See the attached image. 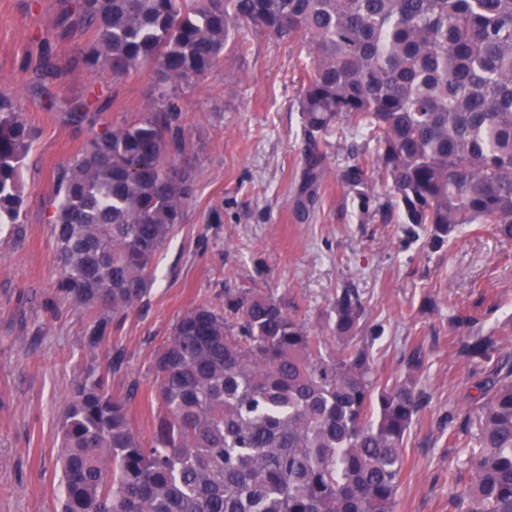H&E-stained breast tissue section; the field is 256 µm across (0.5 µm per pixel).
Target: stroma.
<instances>
[{
  "label": "stroma",
  "instance_id": "stroma-1",
  "mask_svg": "<svg viewBox=\"0 0 512 512\" xmlns=\"http://www.w3.org/2000/svg\"><path fill=\"white\" fill-rule=\"evenodd\" d=\"M61 0H0V94L20 106L35 133L20 180L19 224L0 229V512H56L63 487L57 463L60 419L75 377L109 372L113 394L130 396L142 438L158 411L153 362L172 325L201 305L258 288L280 299L317 336H326L342 289H357L367 326L381 330L372 352L380 382L411 381L422 406L404 440L396 512H448L480 448L476 386L512 363V238L463 227L443 247L407 233L371 152L360 151L371 179L353 186L342 173L346 149L325 148L315 201H297L309 152L299 100L301 47L261 33L232 36L222 61L198 82L176 87L197 171L184 217L153 260L147 295L126 312L77 308L58 299L50 219L55 177L90 137L70 101L95 89L110 97L99 116L111 127L133 122L155 96L154 74L128 77L86 68L92 41L76 30L53 36ZM50 38L60 79L37 78ZM472 316L462 330L451 314ZM107 337L88 338L99 321ZM499 336L488 359L472 362L473 337ZM117 370H109L113 356Z\"/></svg>",
  "mask_w": 512,
  "mask_h": 512
}]
</instances>
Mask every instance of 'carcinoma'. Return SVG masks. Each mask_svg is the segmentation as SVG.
Listing matches in <instances>:
<instances>
[{"instance_id": "cac0c4a2", "label": "carcinoma", "mask_w": 512, "mask_h": 512, "mask_svg": "<svg viewBox=\"0 0 512 512\" xmlns=\"http://www.w3.org/2000/svg\"><path fill=\"white\" fill-rule=\"evenodd\" d=\"M60 25L93 31L82 61L120 79L151 65L150 112L93 131L58 177L51 218L58 298L116 315L148 292L155 254L183 220L195 170L172 96L208 73L231 35L301 42L305 136L366 132L398 210L434 248L466 224L512 238V0H68ZM45 77L63 70L50 48ZM89 91L72 118L96 125ZM33 139L0 97V224L19 221L20 165ZM311 154L306 189L323 174ZM368 182L361 160L344 171ZM330 327L310 334L280 301L244 291L198 305L158 349L159 411L149 441L129 397L88 373L60 422L61 512H395L403 439L421 406L409 381L379 385L359 294L344 289ZM475 339V361L496 350ZM480 391L481 448L455 512H512V381Z\"/></svg>"}]
</instances>
